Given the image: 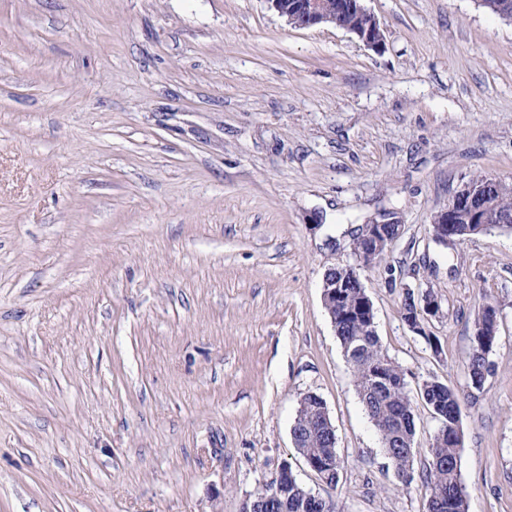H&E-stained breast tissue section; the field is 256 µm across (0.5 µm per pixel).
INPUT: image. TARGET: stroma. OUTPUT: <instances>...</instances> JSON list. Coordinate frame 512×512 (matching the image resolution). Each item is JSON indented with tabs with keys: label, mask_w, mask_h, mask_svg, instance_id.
Masks as SVG:
<instances>
[{
	"label": "stroma",
	"mask_w": 512,
	"mask_h": 512,
	"mask_svg": "<svg viewBox=\"0 0 512 512\" xmlns=\"http://www.w3.org/2000/svg\"><path fill=\"white\" fill-rule=\"evenodd\" d=\"M366 5L384 51L266 0H0V512H242L285 461L337 512H427L322 300L385 209L400 234L360 272L382 345L410 391L461 392L469 512H512V232L430 229L474 176L512 178V22ZM426 291L415 330L404 297ZM309 392L334 489L292 443ZM498 306L492 303L489 314H482L475 321L474 347L468 362L470 387L481 391L485 382L488 355L497 340Z\"/></svg>",
	"instance_id": "obj_1"
}]
</instances>
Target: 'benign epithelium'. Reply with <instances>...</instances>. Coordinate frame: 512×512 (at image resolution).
<instances>
[{"label": "benign epithelium", "instance_id": "obj_1", "mask_svg": "<svg viewBox=\"0 0 512 512\" xmlns=\"http://www.w3.org/2000/svg\"><path fill=\"white\" fill-rule=\"evenodd\" d=\"M270 7L287 23L299 29H311L332 26L355 35L363 44L377 52L383 50L385 42L379 21L366 7L365 0H347L334 7L325 0H266ZM344 12L355 14L357 23L346 26L339 21ZM512 191V182L501 177H490L482 186V191L474 190L467 184L457 191L448 201V206L435 212L431 220L432 239L453 238L458 234L457 221L464 219L469 224H477L473 233L488 232V225L482 223L481 213L485 210L486 199L493 194ZM385 221L363 225L359 241L362 250L357 256V266L346 265L340 269L341 279L323 280L322 298L328 315H333L336 305L343 298L342 289L361 285L357 268H369L375 261L374 256L385 257L400 234L401 224L390 222L391 233L383 230Z\"/></svg>", "mask_w": 512, "mask_h": 512}]
</instances>
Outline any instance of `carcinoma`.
<instances>
[{
	"instance_id": "cac0c4a2",
	"label": "carcinoma",
	"mask_w": 512,
	"mask_h": 512,
	"mask_svg": "<svg viewBox=\"0 0 512 512\" xmlns=\"http://www.w3.org/2000/svg\"><path fill=\"white\" fill-rule=\"evenodd\" d=\"M503 214L512 216V192L490 200L488 223H499ZM365 290L347 289L343 302L336 307L335 332L351 369L354 385L364 410L375 426L385 455L390 459L402 482L414 481L413 448L415 420L413 402L405 375L386 354L376 329L369 321L357 322L349 317L362 304ZM498 306L475 321L474 347L468 362L470 387L481 391L485 382L488 355L497 340ZM420 396L441 426L428 448V460L421 477V489L427 498V512H468L467 491L460 475L461 435L458 429L460 394L451 385L427 380L419 387ZM303 408L291 427L300 452L324 458L329 465L322 469V479L335 488L340 481L341 462L334 444V432L321 411V400L305 395ZM276 494L283 512H336L334 502L324 498L312 505L307 491L293 470L282 474L278 485H264L251 495L257 502Z\"/></svg>"
}]
</instances>
